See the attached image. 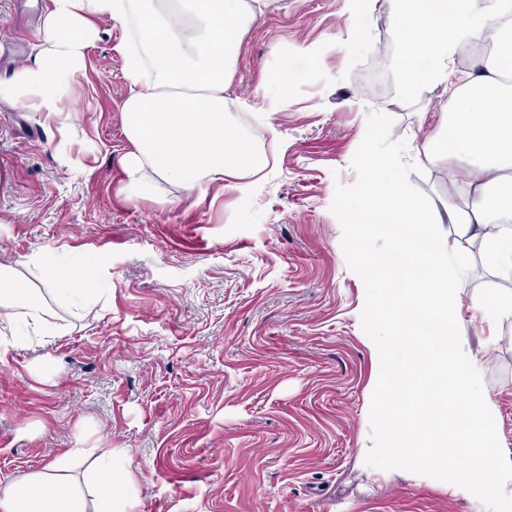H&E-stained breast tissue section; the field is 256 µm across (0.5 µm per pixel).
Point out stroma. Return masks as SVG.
<instances>
[{"label": "stroma", "instance_id": "1", "mask_svg": "<svg viewBox=\"0 0 512 512\" xmlns=\"http://www.w3.org/2000/svg\"><path fill=\"white\" fill-rule=\"evenodd\" d=\"M264 2L225 91L268 157L251 194L126 190L123 31L112 22L63 99L77 121L0 102V264L42 254L89 266L104 292L78 313L57 306L62 329L49 343L0 355V488L55 465L88 495L72 449L125 448L136 512H512V485L463 493L365 463L377 360L330 207L336 184L356 180L369 111L393 118L412 162L417 145L440 138L448 92L403 94L384 7ZM48 5L0 0L1 79L35 55ZM289 68L303 76L285 86ZM468 263L457 352L476 361L481 384L462 397L494 405L495 445L512 457V319L471 308L512 280L479 256Z\"/></svg>", "mask_w": 512, "mask_h": 512}]
</instances>
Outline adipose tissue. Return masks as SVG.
<instances>
[{
  "label": "adipose tissue",
  "instance_id": "obj_1",
  "mask_svg": "<svg viewBox=\"0 0 512 512\" xmlns=\"http://www.w3.org/2000/svg\"><path fill=\"white\" fill-rule=\"evenodd\" d=\"M262 0H50L32 60L7 81L0 99L47 116L61 115V101L84 72L86 50L96 39L98 21L125 28L116 50L128 83L120 107L123 131L132 144L123 160L125 188L152 190L162 181L193 192L204 186L250 191L265 162L231 122L224 91L245 32L257 19ZM397 22V66L405 93L428 83L444 85L448 101L440 112L444 135L418 148L421 163L438 167L456 160L465 178L443 212L408 195L401 180L368 179L353 205L356 223L389 235L397 249L384 260L390 281L406 279L415 293L407 307L412 335L424 337L429 354L447 358L453 348L459 310L457 287L470 275L464 255L478 253L493 275L512 272V0H383ZM491 41L488 57L470 71L457 72L453 60L468 44ZM449 225L458 252L441 251L436 225ZM27 276L0 265V335L10 344L41 342L60 330L49 303L61 297L79 305L101 294L90 271L50 267L41 255L26 257ZM48 273L47 290L34 288L30 275ZM475 362L463 359L433 375L432 396L418 418V433L435 438L434 468L449 456L469 455L457 471L464 491L490 494L485 475L512 480V459L490 442L498 418L489 404L471 402L454 425L439 411L453 399V383L478 381ZM93 457L96 493L92 502L70 493L56 467L12 482L0 491V512H133L126 489L135 480L115 472L111 459L127 449Z\"/></svg>",
  "mask_w": 512,
  "mask_h": 512
}]
</instances>
